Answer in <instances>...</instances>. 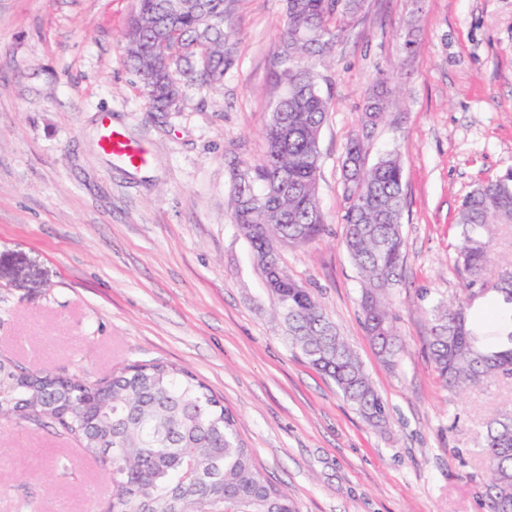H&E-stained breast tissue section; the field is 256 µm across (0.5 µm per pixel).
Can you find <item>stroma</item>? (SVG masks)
<instances>
[{"mask_svg": "<svg viewBox=\"0 0 512 512\" xmlns=\"http://www.w3.org/2000/svg\"><path fill=\"white\" fill-rule=\"evenodd\" d=\"M136 0H0V354L94 380L135 361L182 365L224 400L264 475L299 512H485V424L512 381L445 390L426 336L434 299L459 294L455 215L512 168V0H365L325 66L320 204L328 232L280 250L385 402L376 426L296 359L248 239L231 217L229 165L266 151L281 91L283 0H239L235 62L217 89L152 112L121 31ZM414 30H406L411 16ZM414 52H406V38ZM397 85L368 159L405 167L403 277L391 291L404 348L381 362L341 235L345 144L377 78ZM146 145L134 170L103 156L99 122ZM0 512H103L108 482L62 437L0 426Z\"/></svg>", "mask_w": 512, "mask_h": 512, "instance_id": "obj_1", "label": "stroma"}]
</instances>
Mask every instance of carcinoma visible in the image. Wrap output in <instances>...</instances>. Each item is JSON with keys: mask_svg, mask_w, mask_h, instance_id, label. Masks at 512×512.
I'll use <instances>...</instances> for the list:
<instances>
[{"mask_svg": "<svg viewBox=\"0 0 512 512\" xmlns=\"http://www.w3.org/2000/svg\"><path fill=\"white\" fill-rule=\"evenodd\" d=\"M170 2L137 0L121 36L152 112L180 100L185 86L222 84L233 64L234 0H185L175 9ZM285 3L276 49L281 93L269 109L267 151L258 163L230 172L235 226L260 257L275 240L302 246L325 231L318 180L329 102L315 65L333 52L345 22L363 7V0ZM392 92L386 80L377 81L363 128L383 120ZM342 171V242L363 283L366 334L392 365L403 348L390 298L405 261L403 162L390 151L368 164L364 137L357 135L345 147ZM455 225L462 290L436 302L427 336L430 361L451 392L512 379V254L500 258L497 280L488 273L496 234L512 228V176L505 172L473 188ZM271 294L289 350L332 379L365 419L384 422V402L314 292L288 280ZM1 418L53 428L94 459L110 477L106 512H298L257 468L224 400L173 363L137 361L94 381H53L47 369L26 371L1 358ZM482 447L479 494L486 512H512V406L487 423Z\"/></svg>", "mask_w": 512, "mask_h": 512, "instance_id": "cac0c4a2", "label": "carcinoma"}]
</instances>
